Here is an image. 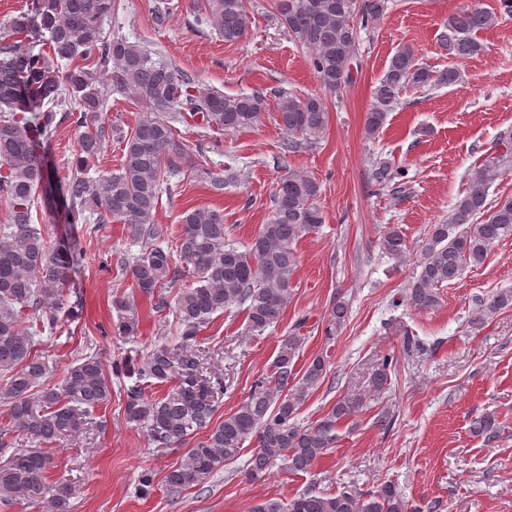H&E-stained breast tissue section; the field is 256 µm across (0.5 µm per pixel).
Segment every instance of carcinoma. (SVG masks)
I'll return each mask as SVG.
<instances>
[{"instance_id": "carcinoma-1", "label": "carcinoma", "mask_w": 512, "mask_h": 512, "mask_svg": "<svg viewBox=\"0 0 512 512\" xmlns=\"http://www.w3.org/2000/svg\"><path fill=\"white\" fill-rule=\"evenodd\" d=\"M388 0H276L281 23L307 56L314 77L324 90L336 92L352 83L358 65V26L376 25ZM114 0H31L10 23L11 34L29 37L27 50L0 44V197L9 205L7 223L0 225V406L6 425L0 426V447L13 435L53 444L95 424L92 413L112 399V383L94 354L75 358L58 381L45 385L52 372L38 346L41 332L58 329L60 317H71L78 305L66 300L72 274L82 266L83 252L72 243H53L32 223V207L42 192L63 210L67 223L96 233L98 225L118 221L140 246L114 261L132 279L129 293L112 297L116 320L112 335L132 341L139 335L141 313L137 297L157 300L162 319L173 316L180 344L153 348L142 365L124 359L112 372L132 380L124 417L143 429L155 448L185 447L168 472L169 489L200 486L237 458L247 441L255 442L244 471L245 479L266 478L276 464L292 474H311L336 447L342 427L378 398L388 385L393 359L375 370L368 391L339 397L318 420L305 424L299 411L309 393L325 378L328 355L318 353L302 368L296 358L305 341L301 318L279 337L270 375L255 380L236 409L214 420L215 397L224 393V374L204 373L203 351L196 345L200 331L217 313L245 316L248 332L261 335L281 322L294 299L296 245L324 224L318 204L320 184L306 171L290 169L276 181L270 214L243 247L227 233L224 213L212 207L182 213L177 236L167 224L155 222L163 195L179 184L173 178L199 164L181 141L173 122L202 121L211 130L234 132L257 125L270 109L262 90L226 95L190 78L177 67L153 57L144 45L108 33ZM206 21L234 45L251 27L245 0H206ZM512 16V0H500L494 10L479 2L462 7L444 24L440 41L451 59L473 58L484 52L480 33ZM67 63L62 71L59 62ZM462 82L455 65L433 69L419 63L410 46L399 49L373 89L365 118L369 137L379 134L390 112L408 89L432 90ZM125 92L148 108L127 132L107 130L100 122L112 91ZM275 121L288 135L283 150L295 153L323 137L329 121L324 100L273 93ZM78 133V149L67 176L57 179L41 156L65 121ZM115 136L121 145L120 167L93 177L90 170ZM512 169V130L500 133L495 152L474 168L468 187L452 205L448 220L432 225L417 259H412L401 228L388 225L378 246L402 266L414 261L403 301L426 311L440 304V288L457 279L467 266L480 267L494 245L512 236V196L487 206L489 185ZM208 189L217 195L236 181L225 174L203 172ZM407 173L392 161L374 162L370 179L380 191L399 199L408 190ZM96 217V225L90 218ZM173 290L168 298L165 292ZM512 307V291L502 290L481 304L482 324ZM349 314L348 303L336 299L323 333L335 339ZM144 379L156 385L176 384L159 397L146 393ZM503 425L494 410L469 419L468 431L489 444ZM50 456L20 450L0 463V495L41 508V512H70L75 490L66 481L48 480ZM250 512H421L410 504L393 480L361 490L345 487L334 493L309 486L288 501L263 500Z\"/></svg>"}]
</instances>
